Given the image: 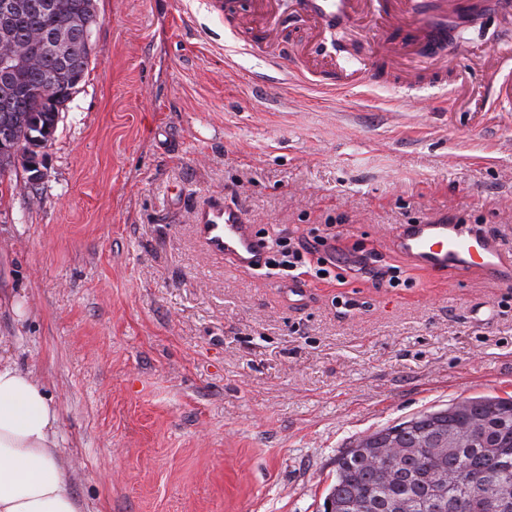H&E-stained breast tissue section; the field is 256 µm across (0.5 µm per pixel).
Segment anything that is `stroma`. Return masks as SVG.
I'll return each mask as SVG.
<instances>
[{
	"label": "stroma",
	"instance_id": "1",
	"mask_svg": "<svg viewBox=\"0 0 512 512\" xmlns=\"http://www.w3.org/2000/svg\"><path fill=\"white\" fill-rule=\"evenodd\" d=\"M96 7L44 178L0 182V355L58 404L83 512H320L355 438L512 396V287L419 270L391 242L445 212L512 253V109L478 99L512 19L462 30L460 82L348 95L225 58L212 0ZM213 192L303 253L300 295L286 268L206 251ZM321 232L398 284L315 277Z\"/></svg>",
	"mask_w": 512,
	"mask_h": 512
}]
</instances>
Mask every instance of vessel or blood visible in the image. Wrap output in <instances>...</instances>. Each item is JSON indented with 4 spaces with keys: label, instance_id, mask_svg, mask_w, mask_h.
I'll list each match as a JSON object with an SVG mask.
<instances>
[{
    "label": "vessel or blood",
    "instance_id": "1",
    "mask_svg": "<svg viewBox=\"0 0 512 512\" xmlns=\"http://www.w3.org/2000/svg\"><path fill=\"white\" fill-rule=\"evenodd\" d=\"M293 25L283 17L280 0H224V21L245 50L263 51L268 67L304 84L336 92H355L373 85L380 60L396 63L417 49L418 65L403 71V85L416 84L422 73L447 70L457 37L449 16L469 14L472 0H291ZM373 24L374 48L356 56L333 45L339 25L362 20ZM487 110L512 105V58L496 56L483 80ZM196 234L212 254L236 269L260 270L265 248L246 216L220 194L211 195L197 212ZM393 245L420 268L448 276L481 274L512 285V254L490 235L453 223L447 216L407 224L394 235Z\"/></svg>",
    "mask_w": 512,
    "mask_h": 512
}]
</instances>
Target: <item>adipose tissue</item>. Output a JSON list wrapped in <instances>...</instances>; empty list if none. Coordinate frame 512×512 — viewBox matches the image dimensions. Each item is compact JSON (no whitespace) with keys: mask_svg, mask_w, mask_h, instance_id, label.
<instances>
[{"mask_svg":"<svg viewBox=\"0 0 512 512\" xmlns=\"http://www.w3.org/2000/svg\"><path fill=\"white\" fill-rule=\"evenodd\" d=\"M57 413L31 371L0 359V512H80L58 452Z\"/></svg>","mask_w":512,"mask_h":512,"instance_id":"obj_1","label":"adipose tissue"}]
</instances>
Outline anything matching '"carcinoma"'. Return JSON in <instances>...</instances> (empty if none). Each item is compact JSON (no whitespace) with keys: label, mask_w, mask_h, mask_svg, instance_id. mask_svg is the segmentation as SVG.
Segmentation results:
<instances>
[{"label":"carcinoma","mask_w":512,"mask_h":512,"mask_svg":"<svg viewBox=\"0 0 512 512\" xmlns=\"http://www.w3.org/2000/svg\"><path fill=\"white\" fill-rule=\"evenodd\" d=\"M8 21L12 41L35 62L0 96V127L16 131L15 150L0 156V176L28 169L38 137H55L59 116L85 81L91 47L74 40L66 57L41 44L77 21L97 17L95 0H50ZM392 465L390 480L381 465ZM336 480L324 512H512V398L479 397L425 411L351 442L336 456Z\"/></svg>","instance_id":"1"}]
</instances>
